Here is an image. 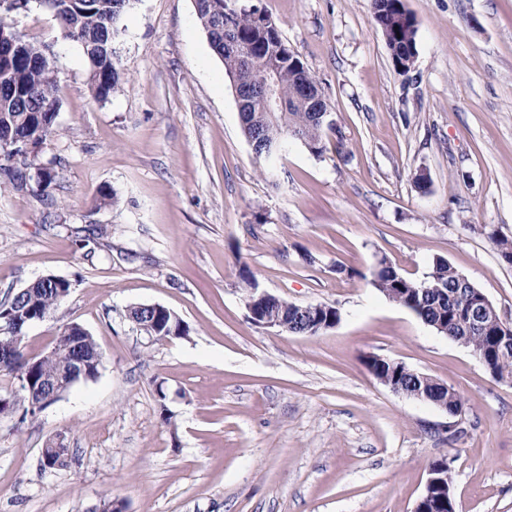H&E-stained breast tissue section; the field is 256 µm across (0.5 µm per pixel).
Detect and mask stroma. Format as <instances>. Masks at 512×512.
Segmentation results:
<instances>
[{
    "instance_id": "1",
    "label": "stroma",
    "mask_w": 512,
    "mask_h": 512,
    "mask_svg": "<svg viewBox=\"0 0 512 512\" xmlns=\"http://www.w3.org/2000/svg\"><path fill=\"white\" fill-rule=\"evenodd\" d=\"M253 2L332 108L322 156L291 140L256 157L194 0H133L116 45L125 78L103 102L48 10L16 17L55 52L42 158L60 175L44 189L0 176V301L70 280L25 351L77 324L103 359L37 420L0 418V512H91L107 494L125 512H413L442 456L457 512H512V382L371 283L379 258L414 279L443 258L512 321V264L489 238L512 237V0H405L418 51L406 75L370 0ZM104 186L116 205L98 206ZM254 283L341 319L316 336L256 326ZM153 303L189 336L149 343L126 310ZM370 354L456 390V438L444 411L374 378ZM57 432L73 459L42 469Z\"/></svg>"
}]
</instances>
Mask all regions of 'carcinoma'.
I'll use <instances>...</instances> for the list:
<instances>
[{"instance_id":"cac0c4a2","label":"carcinoma","mask_w":512,"mask_h":512,"mask_svg":"<svg viewBox=\"0 0 512 512\" xmlns=\"http://www.w3.org/2000/svg\"><path fill=\"white\" fill-rule=\"evenodd\" d=\"M38 2L53 14L60 40L81 45L89 64L92 94L99 102L107 100L121 81L114 45L123 30L114 16H123L130 8L131 0ZM30 5L31 0H24V4L14 7L0 5V135L4 137L10 133L31 146L29 167L40 172V185L46 188L59 176L57 164L48 167L42 161V143L52 133L59 112L57 77L49 46L29 40L14 24V17ZM371 8L395 69L404 75L409 73L418 54L414 17L403 0H371ZM196 14L213 52L224 63L226 75L243 73L259 83L265 79L268 62L278 63L276 81L284 111L269 119L260 111V102L256 101L251 111L240 113L242 130L253 150L261 153L292 138L300 141L310 153L322 155L326 132L334 131L335 127L318 118L298 100L302 87L312 86L316 80L299 55L283 41L270 16L244 0H197ZM226 32L236 42L238 50L224 47ZM371 283L390 301L411 310L438 334L490 356L494 371L501 377L512 378V348L506 353L495 352L499 332L495 317L486 316L480 320V329L470 333L460 329V319L475 307L479 288L447 260H435L422 282L404 276L390 265L376 272ZM71 287L67 279L39 283L24 293L23 307L30 317L45 319L64 301L65 292ZM282 317L284 327L291 328L293 334L304 336H317L341 319L338 309L327 304L308 314L287 306ZM189 332V326L182 319L164 315L157 324L153 341L187 336ZM75 336L89 358L88 370L90 378L94 379L100 369V363L95 360L97 345L94 338L78 330ZM0 342L15 350L13 363L5 369L18 381L25 380L35 387L42 378L58 376L64 371L65 357L61 353L31 359L25 352L24 339L16 342L3 337ZM394 378L407 391L426 388L432 398L446 401L450 407L461 401L455 390L426 374L398 370L394 372ZM2 416H16L23 423L37 418L38 413L23 394L14 392L0 397ZM441 482L436 497L442 500V505L430 507L428 512H448V493L453 491L450 469L442 470Z\"/></svg>"}]
</instances>
